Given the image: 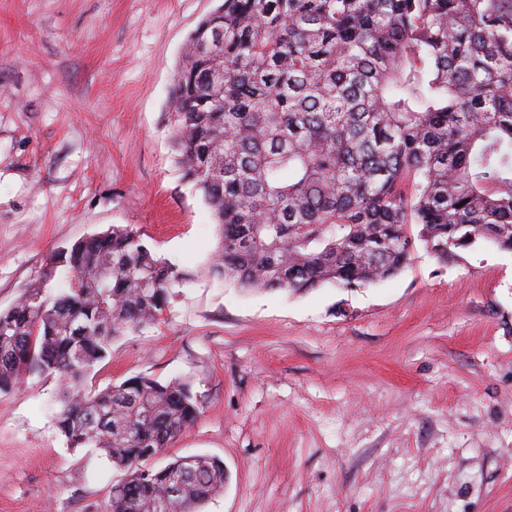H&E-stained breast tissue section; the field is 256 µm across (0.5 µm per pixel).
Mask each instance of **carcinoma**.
Masks as SVG:
<instances>
[{
	"mask_svg": "<svg viewBox=\"0 0 512 512\" xmlns=\"http://www.w3.org/2000/svg\"><path fill=\"white\" fill-rule=\"evenodd\" d=\"M168 121L219 228L207 275L243 290L376 284L417 240L442 261L482 241L512 252V0H222L190 36ZM188 280L114 224L52 252L0 311V392L58 379V431L126 472L106 512H154L183 457L149 459L200 406L187 379L88 378ZM225 479L200 457L172 512Z\"/></svg>",
	"mask_w": 512,
	"mask_h": 512,
	"instance_id": "1",
	"label": "carcinoma"
}]
</instances>
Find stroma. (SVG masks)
I'll list each match as a JSON object with an SVG mask.
<instances>
[{
    "label": "stroma",
    "mask_w": 512,
    "mask_h": 512,
    "mask_svg": "<svg viewBox=\"0 0 512 512\" xmlns=\"http://www.w3.org/2000/svg\"><path fill=\"white\" fill-rule=\"evenodd\" d=\"M220 0H0V309L58 246L131 225L192 271L92 384L186 378L195 422L153 464L206 455L202 512H512V253L416 246L368 288L245 293L205 273L217 228L166 116ZM58 382L0 392V512H103L125 477L56 426Z\"/></svg>",
    "instance_id": "35a3bbf8"
}]
</instances>
